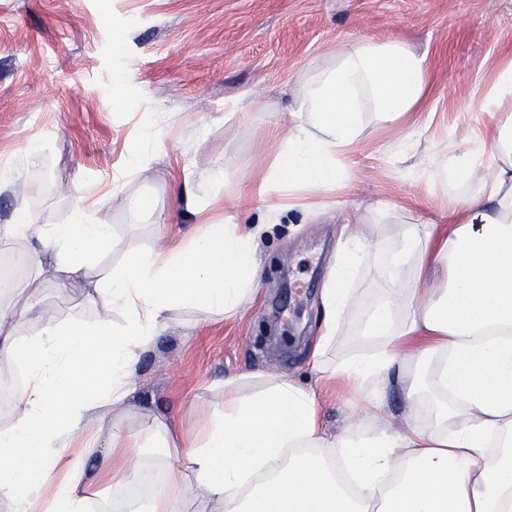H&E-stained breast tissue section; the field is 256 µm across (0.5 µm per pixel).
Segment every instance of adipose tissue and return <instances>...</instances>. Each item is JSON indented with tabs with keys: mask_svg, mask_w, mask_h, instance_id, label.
<instances>
[{
	"mask_svg": "<svg viewBox=\"0 0 512 512\" xmlns=\"http://www.w3.org/2000/svg\"><path fill=\"white\" fill-rule=\"evenodd\" d=\"M330 56L298 84L275 162L252 189L264 204L252 229L200 204L186 237L131 248L121 271L95 279L112 227L82 202L62 225L22 204L0 226L1 247L37 240L34 277L54 268L60 287L123 317L115 329L0 306V359L24 371L0 425V496L12 512H186L197 493L223 512H512V61L476 100L491 124L450 128L424 158L414 134L395 140V174L438 194L443 222L407 225L380 253L353 223L339 245L313 367L360 395L362 422L327 433L312 388L255 370L225 378L223 411L187 447L162 420L129 441L112 431L110 411L134 394L130 377L169 312L239 314L281 199L340 186L367 123L395 128L427 93L426 59L400 37L341 41ZM370 264L380 289L359 315L357 345L331 357ZM24 325L37 333L21 336ZM390 382L405 393L402 428L379 398ZM91 426L105 436L92 450L75 442Z\"/></svg>",
	"mask_w": 512,
	"mask_h": 512,
	"instance_id": "ef3b65f1",
	"label": "adipose tissue"
}]
</instances>
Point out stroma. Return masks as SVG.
<instances>
[{"mask_svg": "<svg viewBox=\"0 0 512 512\" xmlns=\"http://www.w3.org/2000/svg\"><path fill=\"white\" fill-rule=\"evenodd\" d=\"M392 35L431 68L419 153L449 127L490 123L473 97L512 59V0H0V160L16 167L14 188L0 192V225L22 201L55 225L68 222L77 199L97 202L114 228L111 251L98 259L109 274L131 245L159 249L191 229L184 183L210 202L211 215L231 209L238 223H259L240 189L272 163L276 122L294 104L298 76L337 41ZM147 112L159 139L133 172L127 149L148 135ZM394 139L368 124L349 183L305 193L285 212L259 246L263 276L241 315L171 313L132 375V400L112 408L117 434L136 436L156 418L194 433L223 410L225 377L256 368L314 387L328 432L358 420L357 396L317 384L310 354L346 214H359L376 246L439 216L427 188L392 174ZM33 143L44 149L39 170L22 159ZM219 164L230 178L216 195L210 175ZM125 196L148 199L150 211L130 212ZM379 201L396 205L393 219L374 211ZM28 280L21 272L12 304L28 300L54 318L122 321L52 279L37 288Z\"/></svg>", "mask_w": 512, "mask_h": 512, "instance_id": "stroma-1", "label": "stroma"}]
</instances>
